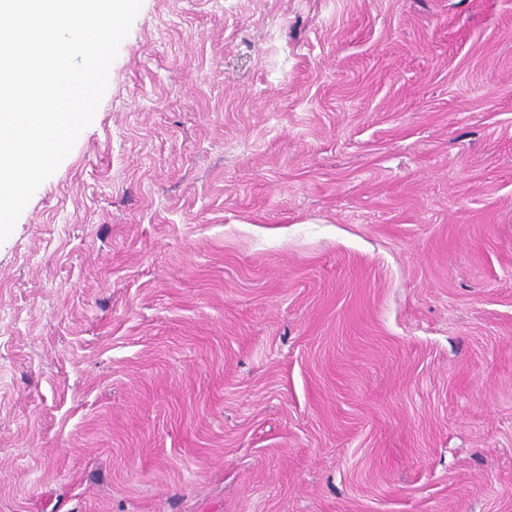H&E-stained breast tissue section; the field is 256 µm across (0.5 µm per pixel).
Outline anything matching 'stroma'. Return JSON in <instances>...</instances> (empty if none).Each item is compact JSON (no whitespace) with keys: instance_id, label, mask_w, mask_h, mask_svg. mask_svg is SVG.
I'll return each mask as SVG.
<instances>
[{"instance_id":"obj_1","label":"stroma","mask_w":512,"mask_h":512,"mask_svg":"<svg viewBox=\"0 0 512 512\" xmlns=\"http://www.w3.org/2000/svg\"><path fill=\"white\" fill-rule=\"evenodd\" d=\"M0 512H512V0H143L0 244Z\"/></svg>"}]
</instances>
